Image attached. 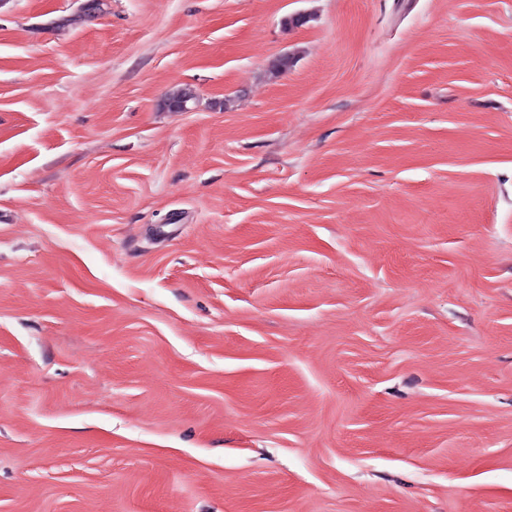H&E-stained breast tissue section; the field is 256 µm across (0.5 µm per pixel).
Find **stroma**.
Wrapping results in <instances>:
<instances>
[{
  "label": "stroma",
  "instance_id": "obj_1",
  "mask_svg": "<svg viewBox=\"0 0 512 512\" xmlns=\"http://www.w3.org/2000/svg\"><path fill=\"white\" fill-rule=\"evenodd\" d=\"M83 2L0 0V512H512V0Z\"/></svg>",
  "mask_w": 512,
  "mask_h": 512
}]
</instances>
